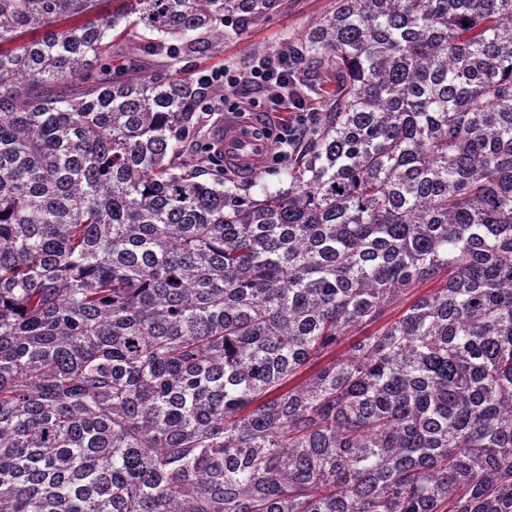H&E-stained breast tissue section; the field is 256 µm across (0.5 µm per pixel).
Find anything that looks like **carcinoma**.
<instances>
[{
    "label": "carcinoma",
    "instance_id": "carcinoma-1",
    "mask_svg": "<svg viewBox=\"0 0 512 512\" xmlns=\"http://www.w3.org/2000/svg\"><path fill=\"white\" fill-rule=\"evenodd\" d=\"M103 2L0 0V512H512V0H336L259 199L176 65L281 0Z\"/></svg>",
    "mask_w": 512,
    "mask_h": 512
}]
</instances>
